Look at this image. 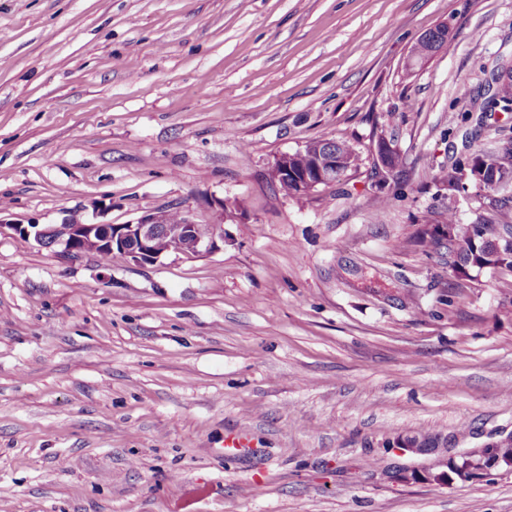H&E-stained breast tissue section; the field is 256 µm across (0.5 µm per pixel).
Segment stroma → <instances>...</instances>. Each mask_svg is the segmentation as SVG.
<instances>
[{
  "instance_id": "obj_1",
  "label": "stroma",
  "mask_w": 512,
  "mask_h": 512,
  "mask_svg": "<svg viewBox=\"0 0 512 512\" xmlns=\"http://www.w3.org/2000/svg\"><path fill=\"white\" fill-rule=\"evenodd\" d=\"M451 47L407 68L444 22ZM512 0H0V512H512V472L444 485L400 438L512 436V273L416 239L487 112ZM391 140L284 196L274 160ZM223 222L221 250L70 261L11 223ZM239 434L247 447L228 448ZM394 150H395V147L390 143V141H388L386 139L381 138L377 142L375 153H376V159H377V163L379 166V170L382 173L387 172V169H386L387 167H385L386 166L385 164L387 163L388 156ZM402 165H403V158L400 155V153L398 151L393 152L388 159V166L390 168V172L395 171Z\"/></svg>"
}]
</instances>
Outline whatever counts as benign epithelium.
<instances>
[{
    "label": "benign epithelium",
    "instance_id": "7a95c632",
    "mask_svg": "<svg viewBox=\"0 0 512 512\" xmlns=\"http://www.w3.org/2000/svg\"><path fill=\"white\" fill-rule=\"evenodd\" d=\"M345 162L339 156L322 158L321 148H304L277 157L270 169L274 180L290 178L301 192H310L336 181ZM167 212L147 214L128 224L82 221L68 218L60 225L41 226L29 222L11 224L16 237L25 243L55 250L74 259L106 251L139 266L154 265L173 253L184 260H196L220 249L224 225L198 224L187 211L173 228H166Z\"/></svg>",
    "mask_w": 512,
    "mask_h": 512
}]
</instances>
